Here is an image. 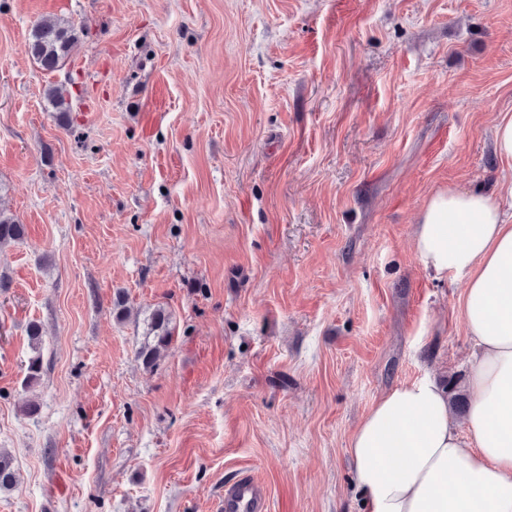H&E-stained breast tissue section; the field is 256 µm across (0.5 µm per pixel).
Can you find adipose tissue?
<instances>
[{"label": "adipose tissue", "mask_w": 512, "mask_h": 512, "mask_svg": "<svg viewBox=\"0 0 512 512\" xmlns=\"http://www.w3.org/2000/svg\"><path fill=\"white\" fill-rule=\"evenodd\" d=\"M414 243L434 277L466 278L470 405L459 426L432 381L385 392L351 436L353 483L365 512H512V224L495 196L442 188Z\"/></svg>", "instance_id": "adipose-tissue-1"}]
</instances>
